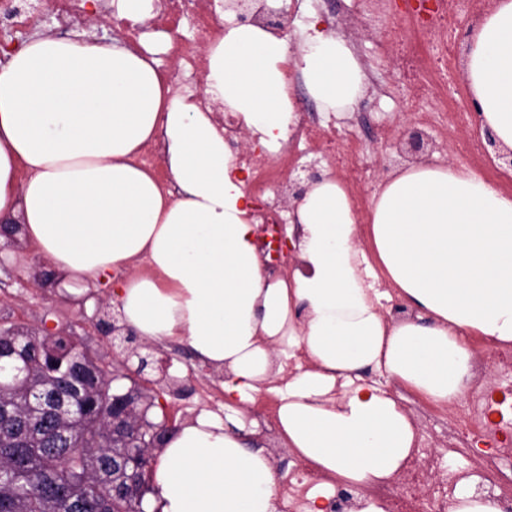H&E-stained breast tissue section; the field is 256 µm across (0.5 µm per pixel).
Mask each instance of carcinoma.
<instances>
[{
  "label": "carcinoma",
  "instance_id": "carcinoma-1",
  "mask_svg": "<svg viewBox=\"0 0 512 512\" xmlns=\"http://www.w3.org/2000/svg\"><path fill=\"white\" fill-rule=\"evenodd\" d=\"M52 345L60 366L49 370L34 353ZM0 346L15 347L26 367L19 380L0 377V512H138L149 490L151 455L139 447L135 429L122 438L98 416L42 422L34 409L37 395H72L84 352L53 336L25 327L19 336H0ZM97 411L109 410L112 392L82 390Z\"/></svg>",
  "mask_w": 512,
  "mask_h": 512
}]
</instances>
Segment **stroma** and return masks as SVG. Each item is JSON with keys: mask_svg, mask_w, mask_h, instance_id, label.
<instances>
[{"mask_svg": "<svg viewBox=\"0 0 512 512\" xmlns=\"http://www.w3.org/2000/svg\"><path fill=\"white\" fill-rule=\"evenodd\" d=\"M356 8L355 0H301L300 16L293 19L286 39L289 47H297L305 36L307 26L312 23L317 28L340 34L348 43L355 45V55L368 77L401 88L400 93L380 100L365 95L356 106L357 111L375 115L374 121L360 132L369 166L362 179L349 187L358 205L356 221L363 227L368 222L369 208L376 190L394 169L406 163L397 144L404 132L415 127L412 118L415 103L410 92L403 88L405 79L395 55H377L378 32L366 24L351 21L350 16ZM161 10L160 0H155L150 17L141 24V42L154 49L160 72L166 74L181 93H197L203 85V72L179 68L168 53L171 39L180 36L191 38L195 31L186 21L179 28H167L159 18ZM471 23L468 17L460 21L452 37L448 61V81L459 92L456 103L449 107L455 126L450 130L424 126L423 131L431 142L428 158L439 164L475 171L512 193V172L503 169L495 162L493 154L486 152L485 138L480 131L466 84L463 61L466 33ZM37 31L57 36L65 34L71 38L82 36L100 44H108L115 39L124 43L129 40L125 28L113 23L108 14L91 25L76 26L65 31L47 17ZM49 270V261L34 256L24 248L0 249V325L25 326L35 331L49 327L53 331L76 336L81 349L89 356L103 359L109 366L117 365L125 355V342L112 340L94 323L95 318L108 320L117 313L104 288H96L94 299L88 300L84 307L62 303L57 301L53 290L41 285ZM156 355L169 360L170 373L177 378L178 384L173 388L162 383L149 384V392L166 408L165 413L155 414V421H162L164 415L168 414L175 423L181 424L203 410L223 414V375L202 367L184 344H167L157 348ZM382 385L415 421L420 430L421 447L437 448L447 441L449 429L463 412V403H434L395 380H383ZM272 400V395L260 393L249 414L257 423L258 439L274 469L292 476L301 471L302 464L274 427V414L267 409Z\"/></svg>", "mask_w": 512, "mask_h": 512, "instance_id": "obj_1", "label": "stroma"}]
</instances>
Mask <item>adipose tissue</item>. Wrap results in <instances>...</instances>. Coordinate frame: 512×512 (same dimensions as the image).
Listing matches in <instances>:
<instances>
[{
	"label": "adipose tissue",
	"mask_w": 512,
	"mask_h": 512,
	"mask_svg": "<svg viewBox=\"0 0 512 512\" xmlns=\"http://www.w3.org/2000/svg\"><path fill=\"white\" fill-rule=\"evenodd\" d=\"M206 53V97L271 153L296 122L289 66L326 112L352 111L367 90L332 33L307 35L292 63L284 39L230 22ZM465 78L482 130L512 149V0L476 20ZM156 143L165 185L139 161ZM251 210L212 109L188 102L152 50L37 34L0 66V243L18 237L72 295L108 282L128 331L186 342L224 376L223 415L167 434L147 512H279L244 415L263 391L320 478L306 512H331L337 484L390 483L419 440L363 371L451 404L475 377L470 337L512 343V194L478 173L397 169L372 198L365 248L348 187L324 176L288 215L298 266L278 281L262 272ZM395 294L401 318L386 308Z\"/></svg>",
	"instance_id": "obj_1"
}]
</instances>
